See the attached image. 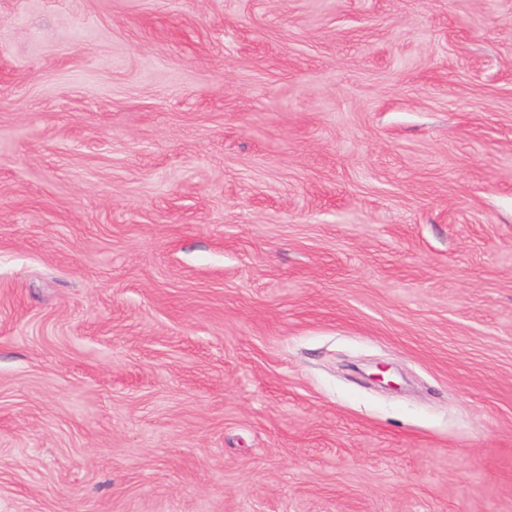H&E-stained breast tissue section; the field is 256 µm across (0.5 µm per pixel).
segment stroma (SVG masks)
I'll use <instances>...</instances> for the list:
<instances>
[{"label":"stroma","mask_w":512,"mask_h":512,"mask_svg":"<svg viewBox=\"0 0 512 512\" xmlns=\"http://www.w3.org/2000/svg\"><path fill=\"white\" fill-rule=\"evenodd\" d=\"M7 130L0 512H512V0H0Z\"/></svg>","instance_id":"obj_1"}]
</instances>
